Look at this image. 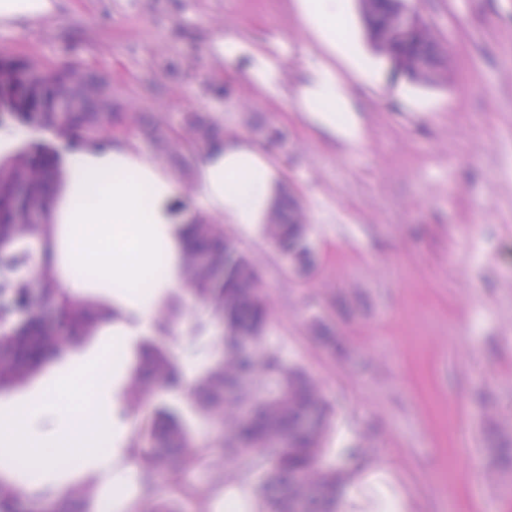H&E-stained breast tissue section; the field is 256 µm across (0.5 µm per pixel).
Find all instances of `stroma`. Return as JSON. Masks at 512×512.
Listing matches in <instances>:
<instances>
[{
  "mask_svg": "<svg viewBox=\"0 0 512 512\" xmlns=\"http://www.w3.org/2000/svg\"><path fill=\"white\" fill-rule=\"evenodd\" d=\"M448 59L444 77L393 74L368 42L359 0L348 26L378 71L353 85L366 137L331 146L284 106L215 65L214 36L235 31L281 49V82L294 92L315 45L292 0H59L55 18L0 28V47L46 63L74 62L106 75L160 126L209 113L227 132L284 139L270 153L307 218L308 272L291 269L267 235L225 225L258 271L272 320L267 340L303 370L332 413L317 465L383 478L412 512H512V465L495 446L512 442V0H411ZM101 314L88 336L29 376L0 388V409L39 399L44 408L95 411L112 423L120 403L125 441L151 445L160 412L178 415L197 467L159 471L138 508L168 506L182 488L183 512H219L233 480L230 458L211 444L224 408L201 409L189 394L142 395L133 363L162 346L196 383L222 360L212 310L184 288L167 289L168 326L123 339L126 367L96 388L81 367H112V291L81 294ZM0 497L11 512L64 506L112 512V467L68 455L29 476L0 459Z\"/></svg>",
  "mask_w": 512,
  "mask_h": 512,
  "instance_id": "1",
  "label": "stroma"
}]
</instances>
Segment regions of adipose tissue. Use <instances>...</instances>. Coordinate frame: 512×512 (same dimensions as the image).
I'll use <instances>...</instances> for the list:
<instances>
[{
	"instance_id": "ef3b65f1",
	"label": "adipose tissue",
	"mask_w": 512,
	"mask_h": 512,
	"mask_svg": "<svg viewBox=\"0 0 512 512\" xmlns=\"http://www.w3.org/2000/svg\"><path fill=\"white\" fill-rule=\"evenodd\" d=\"M299 19L319 42L304 70L293 99L299 112L321 136L344 147L360 146L365 130L356 112L352 88L336 68L334 57L351 61L355 71L370 75L371 67L354 54L336 23L349 13V0H296ZM57 12V0H0V27L47 20ZM218 62L241 60L243 77L258 95L284 98L280 59L266 46L242 34L219 35L208 45ZM196 185L205 211L228 224L262 231L282 199L284 182L277 165L244 134L229 137L203 154ZM178 180L157 161L139 153L134 144L119 142L86 150L64 166L53 192L51 222L61 245L54 268L70 291L108 288L116 336H127L151 322L154 304L164 291L183 279V242L179 225L193 214L182 206ZM33 411L13 406L0 411V428L12 437L0 444V457L21 459L27 449L39 452L38 466L54 463L57 446H78L96 433L95 419L62 421L49 435L34 428Z\"/></svg>"
}]
</instances>
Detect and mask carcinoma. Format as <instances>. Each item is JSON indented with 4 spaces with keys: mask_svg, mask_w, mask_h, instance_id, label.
Returning <instances> with one entry per match:
<instances>
[{
    "mask_svg": "<svg viewBox=\"0 0 512 512\" xmlns=\"http://www.w3.org/2000/svg\"><path fill=\"white\" fill-rule=\"evenodd\" d=\"M389 9L390 5L382 4L365 20L374 44H387L391 56L400 61L397 71L413 79H431L442 74L446 70L445 53L431 31L407 36L390 25ZM418 59L429 61V70L416 71L413 62ZM3 67L13 73V80L0 87V127L17 125L50 131L68 143L71 155L85 148L112 144L114 133L122 130L124 122L131 118L158 151L183 168L190 164L197 148L224 139V127L197 111L185 112L182 117L192 138L175 136L152 124L133 100H125L115 92L110 81L105 84L107 100L87 98L77 111L62 110L60 99L68 91V73L78 69L91 82L103 79L101 74L81 65L52 67L30 57L14 56ZM62 158L55 146L33 142H24L0 156V294L9 289L13 299V305L0 306V342L12 352V361L0 364V386L15 380L13 365L23 366L26 372L39 368L63 353L55 343L56 337L64 336L68 344L85 335L91 324L85 309L72 302L60 282L52 279L38 288L39 297L55 305L64 330L52 327L39 313L29 311L35 306L31 283L25 276L31 254L25 248L26 237L19 234L20 220L33 201L50 211L52 187ZM303 220V212L287 193L267 225L274 245L296 269L312 264ZM181 231L186 280L194 296L221 319L224 332V361L201 379L193 391L194 398L209 405L221 395L222 389L244 386L239 402L224 408V413L232 415L231 442L224 444V452L233 456L239 476L262 472L267 481L282 487V495L270 504L271 512H335L336 485L342 479L341 472L321 471L311 486L290 481L296 474L307 476L315 470L323 451L322 424L305 430L301 423L313 414L324 417L325 407L318 388L302 372L286 367L278 351L265 346L270 310L250 260L232 246L231 240L208 217H197L182 225ZM20 308L27 310V317L24 329L16 332L9 322ZM241 336L254 340L249 356L237 350L236 342ZM139 370L149 371L150 380L162 390H185L182 368L163 349L146 352ZM271 374L282 378V388L276 395L265 393L263 380ZM151 436L158 445L156 449L131 443L147 480L162 467V448L179 449L189 463L203 457V451L194 447L173 422L162 424ZM270 444L278 445L272 459L263 454Z\"/></svg>",
    "mask_w": 512,
    "mask_h": 512,
    "instance_id": "1",
    "label": "carcinoma"
}]
</instances>
